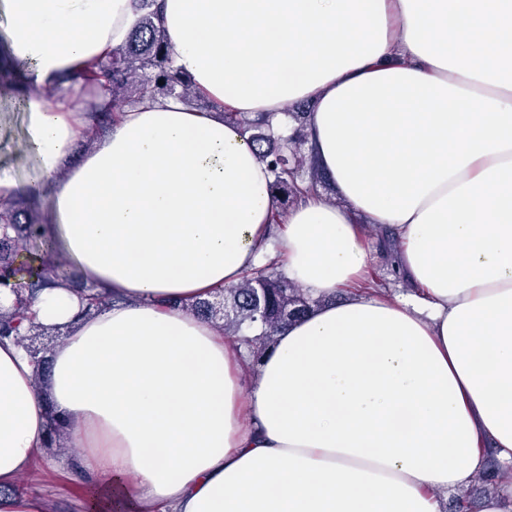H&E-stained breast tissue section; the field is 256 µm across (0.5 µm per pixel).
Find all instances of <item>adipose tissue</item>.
<instances>
[{"mask_svg":"<svg viewBox=\"0 0 512 512\" xmlns=\"http://www.w3.org/2000/svg\"><path fill=\"white\" fill-rule=\"evenodd\" d=\"M158 2L215 110L160 97L100 140L85 106L26 103L88 289L33 300L70 329L47 366L0 342V512H48L16 488L55 419L62 465L127 512H441L483 448L512 473V0ZM0 18L46 90L136 20L131 0H0ZM303 101L336 198L305 192L276 243L271 175L224 115ZM368 224L410 293L371 286ZM281 253L316 303L253 362L189 305Z\"/></svg>","mask_w":512,"mask_h":512,"instance_id":"obj_1","label":"adipose tissue"}]
</instances>
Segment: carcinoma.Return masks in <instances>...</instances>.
I'll return each instance as SVG.
<instances>
[{"instance_id": "1", "label": "carcinoma", "mask_w": 512, "mask_h": 512, "mask_svg": "<svg viewBox=\"0 0 512 512\" xmlns=\"http://www.w3.org/2000/svg\"><path fill=\"white\" fill-rule=\"evenodd\" d=\"M156 0H132L136 22L125 43L107 58L87 65L71 82L84 88H97L108 101L95 108L93 119L96 133L106 134L117 113L126 106L152 100L159 96H177L184 105L193 108L199 95L189 76L175 66V53L168 44L163 29L156 23ZM285 116L295 123L291 137H279L274 128L275 114L259 113L253 117L239 112L224 113V120L238 124L248 134L249 142L266 161L272 175L270 191L277 203L276 217L286 213L289 204L303 193L302 184L312 187L322 183L314 157L301 155L305 142L304 128L309 113L301 108ZM42 233V222L18 197L0 202V282L17 278L20 268L15 258L23 242ZM68 279V275L53 269L50 275L29 271L28 279L14 284L20 291L19 306L11 313L0 312V336L16 335L34 345L48 329L25 324L26 302L42 289ZM220 301L198 300L190 305L195 314L218 324L224 336L233 337L244 346L249 356L258 358L274 342L279 329L305 315L314 300L301 288L288 281L274 262L257 270L236 287L216 291ZM504 479L493 453H487V465L479 480L495 485Z\"/></svg>"}]
</instances>
